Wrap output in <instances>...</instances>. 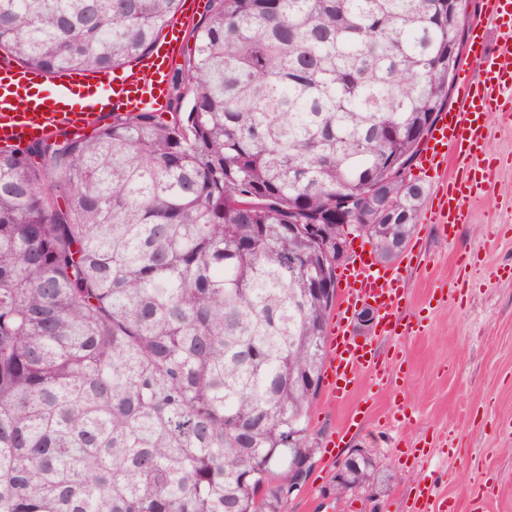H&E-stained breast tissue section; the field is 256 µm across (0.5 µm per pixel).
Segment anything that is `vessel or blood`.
<instances>
[{"mask_svg":"<svg viewBox=\"0 0 512 512\" xmlns=\"http://www.w3.org/2000/svg\"><path fill=\"white\" fill-rule=\"evenodd\" d=\"M484 6L495 33L475 30L470 44L481 74L477 80H463L459 109L442 114L420 155L421 165L435 173L446 168L449 158L458 162L457 176L436 192L429 212L430 223L450 233L467 223L471 200L492 181L501 164L486 151L488 116L512 120V0H484ZM182 30V20H175L169 41L112 78L75 74L51 85L45 74L1 64L0 143L16 146L62 129L94 126L105 109L136 112L167 98ZM400 278L399 268L379 264L362 252L343 269L340 299L326 338L331 399L349 397L365 373L389 386L397 382L396 360L383 357L372 342H356L349 321L352 311L368 300L378 310L381 334H397L404 299ZM413 510L444 512L433 486L417 485Z\"/></svg>","mask_w":512,"mask_h":512,"instance_id":"vessel-or-blood-1","label":"vessel or blood"}]
</instances>
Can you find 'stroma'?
<instances>
[{"label": "stroma", "mask_w": 512, "mask_h": 512, "mask_svg": "<svg viewBox=\"0 0 512 512\" xmlns=\"http://www.w3.org/2000/svg\"><path fill=\"white\" fill-rule=\"evenodd\" d=\"M400 261L404 320L421 308L419 331L398 341L353 329L381 353L401 348L407 375L389 388L370 375L350 401L320 391L308 440L316 449L308 484L285 512H412L415 487L434 484L457 512H512V165L499 168L472 200L454 237L419 220ZM363 412L348 433L339 425L353 404ZM339 436L334 454L326 443ZM377 458L382 472L372 500H336L323 490L352 449ZM412 448L424 449L420 458Z\"/></svg>", "instance_id": "1"}]
</instances>
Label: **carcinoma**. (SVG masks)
I'll return each instance as SVG.
<instances>
[{
	"instance_id": "cac0c4a2",
	"label": "carcinoma",
	"mask_w": 512,
	"mask_h": 512,
	"mask_svg": "<svg viewBox=\"0 0 512 512\" xmlns=\"http://www.w3.org/2000/svg\"><path fill=\"white\" fill-rule=\"evenodd\" d=\"M182 5L0 0V52L114 70ZM456 6L208 0L171 74L188 111L0 148V512H283L313 452L336 214L379 222L388 261L407 243L424 187L381 171L448 108Z\"/></svg>"
}]
</instances>
